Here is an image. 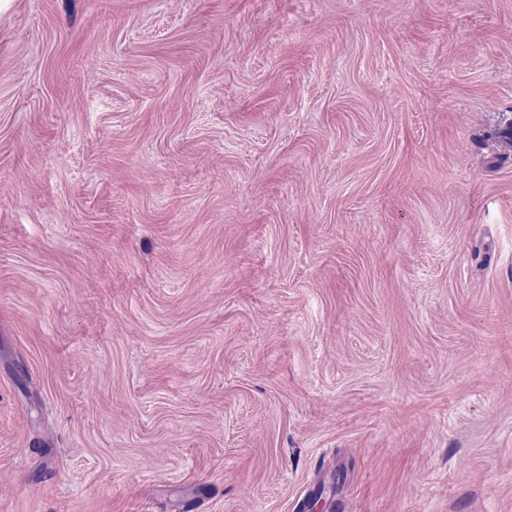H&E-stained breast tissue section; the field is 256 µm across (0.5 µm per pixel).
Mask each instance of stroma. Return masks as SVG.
<instances>
[{"label": "stroma", "instance_id": "obj_1", "mask_svg": "<svg viewBox=\"0 0 512 512\" xmlns=\"http://www.w3.org/2000/svg\"><path fill=\"white\" fill-rule=\"evenodd\" d=\"M512 0L0 11V512H512Z\"/></svg>", "mask_w": 512, "mask_h": 512}]
</instances>
